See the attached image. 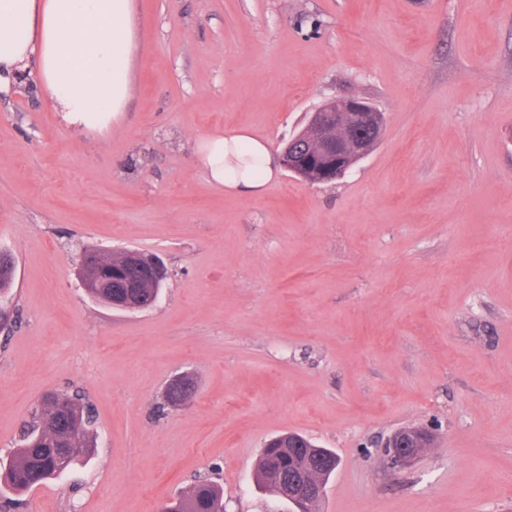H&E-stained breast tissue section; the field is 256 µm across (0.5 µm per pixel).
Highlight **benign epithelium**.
Returning <instances> with one entry per match:
<instances>
[{
  "instance_id": "obj_1",
  "label": "benign epithelium",
  "mask_w": 512,
  "mask_h": 512,
  "mask_svg": "<svg viewBox=\"0 0 512 512\" xmlns=\"http://www.w3.org/2000/svg\"><path fill=\"white\" fill-rule=\"evenodd\" d=\"M384 119L361 97L333 96L313 112L306 127L286 145L281 153L282 167L310 183L343 177L364 158L381 139ZM129 265L145 277L161 284L167 270L154 257L135 250L126 252ZM433 434L422 427H402L386 441V455L394 467H404L433 446ZM323 496L320 478L302 467L293 472L283 487V497L293 512H312Z\"/></svg>"
}]
</instances>
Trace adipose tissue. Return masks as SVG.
I'll return each mask as SVG.
<instances>
[{
  "mask_svg": "<svg viewBox=\"0 0 512 512\" xmlns=\"http://www.w3.org/2000/svg\"><path fill=\"white\" fill-rule=\"evenodd\" d=\"M132 0H0V92L32 87L72 129L108 131L129 98ZM209 181L257 194L277 174L266 141L239 130L197 139Z\"/></svg>",
  "mask_w": 512,
  "mask_h": 512,
  "instance_id": "obj_1",
  "label": "adipose tissue"
}]
</instances>
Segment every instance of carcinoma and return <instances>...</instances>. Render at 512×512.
<instances>
[{
	"mask_svg": "<svg viewBox=\"0 0 512 512\" xmlns=\"http://www.w3.org/2000/svg\"><path fill=\"white\" fill-rule=\"evenodd\" d=\"M143 287L112 289V295L125 302L147 303L158 297L160 289L153 281L142 279ZM92 415L81 398L60 394L53 404L43 406L27 425L22 443L0 471V493L20 496L47 480L60 478L94 453ZM300 462L308 460L319 467L323 484H328L336 463V453L329 448L309 444L307 448H265L260 455L257 485L279 495L288 472V456ZM161 512H224V489L201 477L187 491L165 504Z\"/></svg>",
	"mask_w": 512,
	"mask_h": 512,
	"instance_id": "cac0c4a2",
	"label": "carcinoma"
}]
</instances>
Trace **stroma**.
I'll return each mask as SVG.
<instances>
[{
  "label": "stroma",
  "mask_w": 512,
  "mask_h": 512,
  "mask_svg": "<svg viewBox=\"0 0 512 512\" xmlns=\"http://www.w3.org/2000/svg\"><path fill=\"white\" fill-rule=\"evenodd\" d=\"M133 2L120 124L0 95V457L44 393H79L97 434L21 512H158L214 471L227 512H268L256 467L289 431L340 459L317 512H512V0ZM334 95L385 120L344 177L209 182L199 137L277 154ZM87 248L158 256L155 306L92 301ZM403 426L437 440L395 473Z\"/></svg>",
  "instance_id": "stroma-1"
}]
</instances>
